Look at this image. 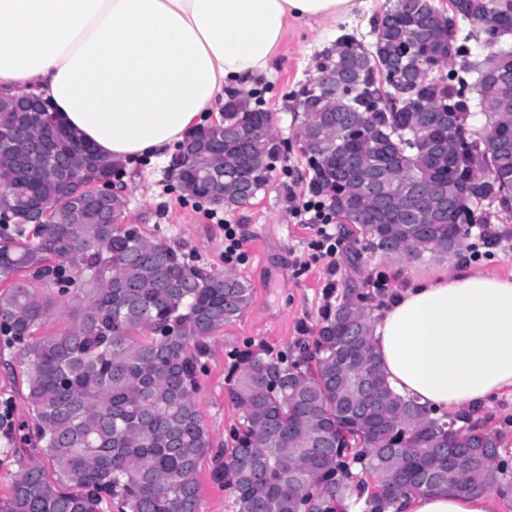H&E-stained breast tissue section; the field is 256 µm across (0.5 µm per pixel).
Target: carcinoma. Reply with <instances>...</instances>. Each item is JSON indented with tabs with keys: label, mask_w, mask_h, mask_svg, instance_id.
Instances as JSON below:
<instances>
[{
	"label": "carcinoma",
	"mask_w": 512,
	"mask_h": 512,
	"mask_svg": "<svg viewBox=\"0 0 512 512\" xmlns=\"http://www.w3.org/2000/svg\"><path fill=\"white\" fill-rule=\"evenodd\" d=\"M394 0L365 42L336 39L317 75L299 91L300 133L321 145L312 187L329 192L334 213L387 258L444 260L469 246L471 229L512 212V0ZM472 31L458 36L454 18ZM483 37L486 54L470 57ZM410 43L414 52L401 53ZM448 73H442V69ZM342 88L331 93L322 78ZM484 117L481 129L471 121ZM49 112L35 133L53 138ZM364 126L362 167L342 178L344 125ZM224 205L234 210L271 178L278 144L272 114L239 92L224 100ZM507 141L489 149L484 130ZM92 147L65 182L15 171L0 210L20 216L33 201L53 210L46 224H15L0 236V276L24 277L0 292L3 346L20 347L31 420L0 405V454L15 458L0 512H200L199 468L233 494L234 512H351L353 489L376 483L361 512H391L409 491H512L500 435L478 421L455 427L390 387L372 356L373 293L349 285L296 356L260 349L234 354L224 378L241 409L224 447L197 407L198 364L207 341L249 305L253 288L215 274L124 224L127 201L105 208L110 224H76L66 198L100 175ZM387 172L396 189L435 183L454 197L453 216L430 208L379 222L365 181ZM55 284L74 303L71 323L44 337L48 315L32 282ZM40 450L52 473L26 460ZM76 483L73 490L64 480Z\"/></svg>",
	"instance_id": "carcinoma-1"
}]
</instances>
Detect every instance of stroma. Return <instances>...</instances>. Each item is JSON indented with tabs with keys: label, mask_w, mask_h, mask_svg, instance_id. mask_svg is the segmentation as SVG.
Returning a JSON list of instances; mask_svg holds the SVG:
<instances>
[{
	"label": "stroma",
	"mask_w": 512,
	"mask_h": 512,
	"mask_svg": "<svg viewBox=\"0 0 512 512\" xmlns=\"http://www.w3.org/2000/svg\"><path fill=\"white\" fill-rule=\"evenodd\" d=\"M388 5L389 0H359L352 14L334 22H289L273 57L272 73L254 78L250 90L260 108L273 115L281 154L266 189L225 215V223L240 225L248 238L244 263H225V224L207 218V203L183 197L167 176V163H122L126 224L180 250L205 270L236 274L253 288L252 300L241 315L216 333L199 374L197 406L214 446H221L242 415L224 388L233 352L260 346L274 352L295 349L315 336L323 315L336 305L347 285L380 280L393 295L414 279L450 267L446 260L407 263L382 257L368 250L364 239L349 237L342 225L336 228L342 245L335 261L316 258L313 230L295 223L288 211L289 193L307 194L312 177L297 138L303 115L296 107V95L316 76L321 54L341 34L372 41L373 29ZM487 231L478 242V253H464V260L487 274L511 275L512 214L494 219ZM351 249L359 253L358 262L349 261Z\"/></svg>",
	"instance_id": "stroma-1"
}]
</instances>
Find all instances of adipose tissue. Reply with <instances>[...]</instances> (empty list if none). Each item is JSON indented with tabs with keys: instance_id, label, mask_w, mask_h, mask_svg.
<instances>
[{
	"instance_id": "adipose-tissue-1",
	"label": "adipose tissue",
	"mask_w": 512,
	"mask_h": 512,
	"mask_svg": "<svg viewBox=\"0 0 512 512\" xmlns=\"http://www.w3.org/2000/svg\"><path fill=\"white\" fill-rule=\"evenodd\" d=\"M358 0H0V91L48 100L106 158H163L229 91L268 72L289 21ZM391 388L435 415L479 417L512 389V278L454 259L374 316ZM393 512H494L490 494L412 492Z\"/></svg>"
}]
</instances>
